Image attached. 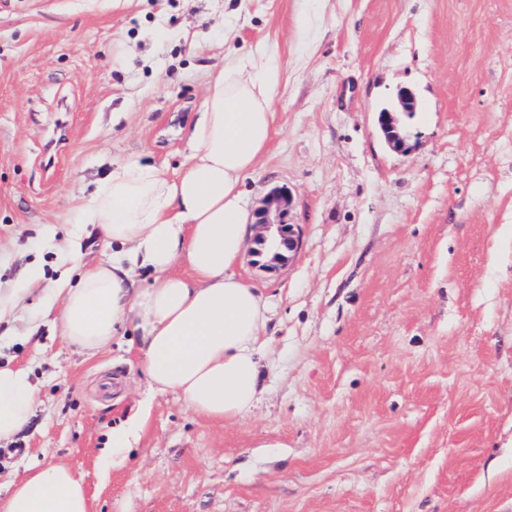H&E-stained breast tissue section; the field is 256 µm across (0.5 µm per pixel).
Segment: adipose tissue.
Returning <instances> with one entry per match:
<instances>
[{
    "label": "adipose tissue",
    "mask_w": 512,
    "mask_h": 512,
    "mask_svg": "<svg viewBox=\"0 0 512 512\" xmlns=\"http://www.w3.org/2000/svg\"><path fill=\"white\" fill-rule=\"evenodd\" d=\"M280 73L263 52L225 58L205 85L190 154L174 168L116 163L77 205L111 254L43 291L70 344L93 355L135 333L150 388L212 420L246 417L265 391L269 302L234 268L252 227L243 185L274 131ZM38 399L25 370L0 366V443L15 440ZM0 512H90V501L83 479L59 464L11 483Z\"/></svg>",
    "instance_id": "ef3b65f1"
}]
</instances>
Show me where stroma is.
Wrapping results in <instances>:
<instances>
[{
	"label": "stroma",
	"instance_id": "1",
	"mask_svg": "<svg viewBox=\"0 0 512 512\" xmlns=\"http://www.w3.org/2000/svg\"><path fill=\"white\" fill-rule=\"evenodd\" d=\"M255 47L284 72L246 199L288 188L303 233L236 268L273 303L264 398L195 415L149 392L135 337L90 356L31 331L36 290L0 322V364L40 389L0 484L62 463L91 512H512V0H0V292L108 254L93 225L68 252L74 197L178 165L209 72ZM404 90L398 153L377 115ZM144 420L132 417L126 426L113 428L112 435L109 439V448H112V459H118L132 448L131 445L139 438Z\"/></svg>",
	"mask_w": 512,
	"mask_h": 512
}]
</instances>
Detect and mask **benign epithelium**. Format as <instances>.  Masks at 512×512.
Instances as JSON below:
<instances>
[{"label": "benign epithelium", "mask_w": 512, "mask_h": 512, "mask_svg": "<svg viewBox=\"0 0 512 512\" xmlns=\"http://www.w3.org/2000/svg\"><path fill=\"white\" fill-rule=\"evenodd\" d=\"M378 125L389 146L397 151L407 150V143L397 126L394 112L383 110L378 114ZM292 203L291 194L286 187L272 191L264 200L262 207L254 213V224L258 229L257 249L253 254L264 259L263 266L279 265L287 260L302 246L301 229L297 224L288 222V213Z\"/></svg>", "instance_id": "7a95c632"}]
</instances>
